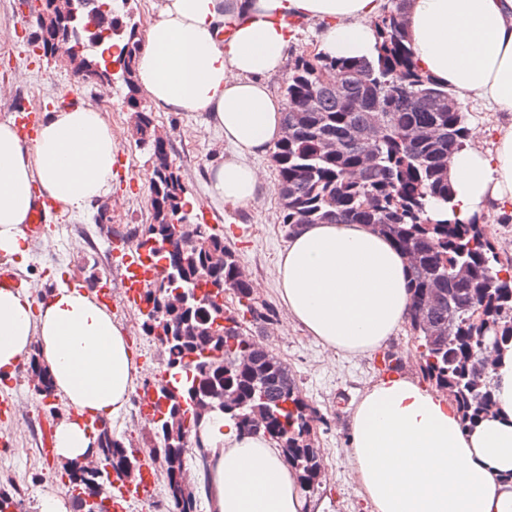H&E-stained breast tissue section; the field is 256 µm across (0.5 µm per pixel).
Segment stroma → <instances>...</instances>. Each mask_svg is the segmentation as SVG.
I'll use <instances>...</instances> for the list:
<instances>
[{
	"mask_svg": "<svg viewBox=\"0 0 512 512\" xmlns=\"http://www.w3.org/2000/svg\"><path fill=\"white\" fill-rule=\"evenodd\" d=\"M22 0H0V120L18 108L55 112L74 77L66 65L33 54L28 39L35 29L34 16H23ZM127 92L122 81L102 88L83 86L80 104L99 107L108 103L104 116L121 146L112 178L111 228L95 221L96 208L59 216L44 226L40 235L27 237L25 258L0 256V270L22 283L39 284L46 291L62 285L84 283L85 262L108 278L112 296L107 301L115 319L123 325L138 363L136 391L153 385L163 364V353L142 330L138 306L126 297V266L113 250L114 238H127L130 228L152 221L147 202V182L152 161L147 148L131 135L132 114L124 105ZM155 126L169 135L170 157L180 169L189 200L191 223L213 226L234 250L259 299L277 305L278 321L254 329L255 341L273 351L289 368L302 397L318 410L321 422L314 425L315 445L322 459L321 479L308 497L323 512H370L349 463L351 413L364 390L388 376L385 354L398 360L400 373L419 377L416 342L408 325H401L383 348L364 355L335 353L320 344L278 305L276 260L289 240L281 226L280 199L272 196L258 203L234 208L207 196V168L220 163L229 152L223 132L207 122L203 112H165L153 109ZM12 397L27 407L31 420L22 427L0 419V487L18 488L23 512H40L43 502L63 494L56 473L59 458L43 454L45 442L53 441L57 413L37 403L31 386L15 384L0 376V397Z\"/></svg>",
	"mask_w": 512,
	"mask_h": 512,
	"instance_id": "1",
	"label": "stroma"
}]
</instances>
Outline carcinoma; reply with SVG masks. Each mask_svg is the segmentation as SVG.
<instances>
[{"mask_svg":"<svg viewBox=\"0 0 512 512\" xmlns=\"http://www.w3.org/2000/svg\"><path fill=\"white\" fill-rule=\"evenodd\" d=\"M392 3L389 14L374 22L381 38L376 56L340 58L319 53L318 66L342 72V94L317 82V65L302 55L295 58L284 86L288 100L284 123L293 130L272 153L282 200L281 223L290 233L300 224H369L409 257L408 324L417 342L420 374L448 395L462 418L474 425L495 407L490 352L512 345V276H501L502 269H512V259L501 260L476 224L456 219L432 222L427 217L432 203L448 201V161L467 139L468 124L454 94L419 72L399 21L404 0ZM114 46L125 58L126 99L136 108L140 141L154 156L150 184L154 223L145 225L141 233L155 240L149 258L167 270L165 280L141 293V300L157 312L151 323L143 318L142 329L148 336L167 334L166 367L182 381L156 384L158 390L169 389L175 396L156 405L150 448L134 447L103 426L96 439L97 454L117 470L119 478L127 474L129 465H138L143 452L158 456L169 500L187 470V459L197 460L202 480L193 481L180 510L197 512L202 495L209 493L208 460L192 445L191 429L222 404L224 415L241 429L261 430L276 441L302 488L310 489L318 483L322 466L310 438L318 411L299 394L288 366L277 355L254 347L251 339V327L275 324L277 312L257 301L236 252L205 225L184 261L173 263L180 241L173 235L172 220L186 205L185 188L168 149H153L155 126L147 108H139L133 70L141 48L137 24H124L118 41L88 47L82 55L91 65L102 61V53ZM378 103L384 111H370ZM377 121L384 135L375 147L374 165L366 167L355 140ZM418 126L433 129L434 135L426 141L409 140L407 130ZM325 140L339 144L336 153L322 150ZM355 171L358 176L353 178ZM211 284L231 292L236 307L220 309L208 302ZM459 300L467 308L459 314L456 337L450 342L437 338L438 329L448 323V309ZM220 316L226 325L216 324ZM485 351L489 352L485 374L478 378L472 367ZM245 354L254 361L242 366L236 357ZM28 364L37 378L35 395L43 399L54 394L53 378L38 351H33ZM60 476L67 477L65 486L76 498L78 512H92L88 488L103 479L80 472L73 462L63 465Z\"/></svg>","mask_w":512,"mask_h":512,"instance_id":"cac0c4a2","label":"carcinoma"}]
</instances>
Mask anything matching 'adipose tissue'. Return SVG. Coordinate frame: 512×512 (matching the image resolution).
I'll list each match as a JSON object with an SVG mask.
<instances>
[{
  "instance_id": "ef3b65f1",
  "label": "adipose tissue",
  "mask_w": 512,
  "mask_h": 512,
  "mask_svg": "<svg viewBox=\"0 0 512 512\" xmlns=\"http://www.w3.org/2000/svg\"><path fill=\"white\" fill-rule=\"evenodd\" d=\"M387 0H161L143 35L136 81L166 112H203L233 152L209 170L210 198L248 206L277 188L251 165L283 135L286 99L267 79L281 71L294 18L321 22L318 49L372 57L373 19ZM409 44L419 70L508 114L475 123L450 159L449 217L491 228L512 214V0H406ZM120 145L90 106L44 113L31 142L0 121V254L24 256L38 198L74 212L112 191ZM406 258L366 224H304L277 260L279 300L329 349L366 354L385 345L411 305ZM68 409L54 432L59 457L94 455L98 431L86 417L118 419L138 367L124 327L83 286L48 301L0 286V371L32 348ZM496 415L474 426L455 404L403 376L366 389L350 419V463L371 512H512V348L492 372ZM201 438L209 458L212 512H313L277 443L217 413Z\"/></svg>"
}]
</instances>
